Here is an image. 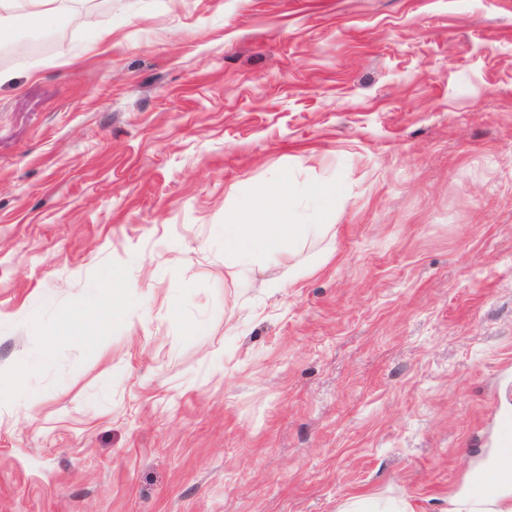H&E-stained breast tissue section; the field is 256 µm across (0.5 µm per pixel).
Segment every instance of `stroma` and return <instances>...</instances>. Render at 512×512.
<instances>
[{
    "label": "stroma",
    "mask_w": 512,
    "mask_h": 512,
    "mask_svg": "<svg viewBox=\"0 0 512 512\" xmlns=\"http://www.w3.org/2000/svg\"><path fill=\"white\" fill-rule=\"evenodd\" d=\"M0 61V512H448L512 410V0H58ZM334 256L224 266L279 176ZM135 285L95 345L64 314Z\"/></svg>",
    "instance_id": "35a3bbf8"
}]
</instances>
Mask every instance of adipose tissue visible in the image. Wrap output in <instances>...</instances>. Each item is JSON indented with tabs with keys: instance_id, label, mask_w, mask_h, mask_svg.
<instances>
[{
	"instance_id": "adipose-tissue-1",
	"label": "adipose tissue",
	"mask_w": 512,
	"mask_h": 512,
	"mask_svg": "<svg viewBox=\"0 0 512 512\" xmlns=\"http://www.w3.org/2000/svg\"><path fill=\"white\" fill-rule=\"evenodd\" d=\"M288 182L277 178L243 199L238 213L224 217V256L233 259L236 267L255 264L257 256L274 257L280 272L266 280L269 288H284L307 274V267L292 263L291 256L298 243L314 238L322 241L320 261L334 254L330 243V225L299 223L288 207ZM252 245L254 254L244 253V245ZM103 302H91L86 307L63 316L48 331L49 339L68 337L83 342L92 341L88 323L104 321L123 304L131 292L129 282L109 278L102 282Z\"/></svg>"
}]
</instances>
